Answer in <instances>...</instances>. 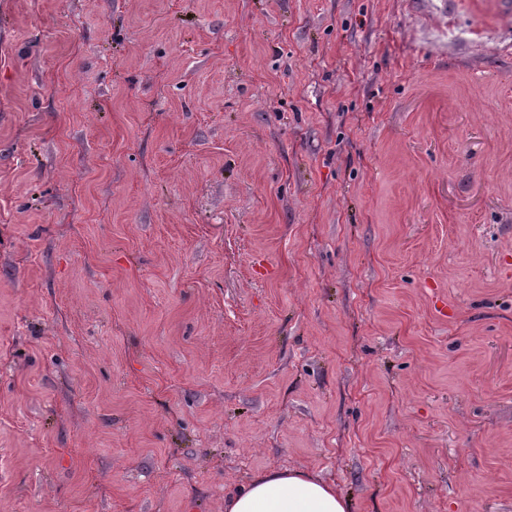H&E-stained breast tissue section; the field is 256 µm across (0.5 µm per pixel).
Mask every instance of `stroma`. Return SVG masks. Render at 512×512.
<instances>
[{
  "mask_svg": "<svg viewBox=\"0 0 512 512\" xmlns=\"http://www.w3.org/2000/svg\"><path fill=\"white\" fill-rule=\"evenodd\" d=\"M269 468L512 512V14L0 0V512Z\"/></svg>",
  "mask_w": 512,
  "mask_h": 512,
  "instance_id": "obj_1",
  "label": "stroma"
}]
</instances>
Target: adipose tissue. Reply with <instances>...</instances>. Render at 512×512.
I'll return each mask as SVG.
<instances>
[{
    "mask_svg": "<svg viewBox=\"0 0 512 512\" xmlns=\"http://www.w3.org/2000/svg\"><path fill=\"white\" fill-rule=\"evenodd\" d=\"M224 512H349L336 485L300 469L271 468L224 499Z\"/></svg>",
    "mask_w": 512,
    "mask_h": 512,
    "instance_id": "adipose-tissue-1",
    "label": "adipose tissue"
}]
</instances>
